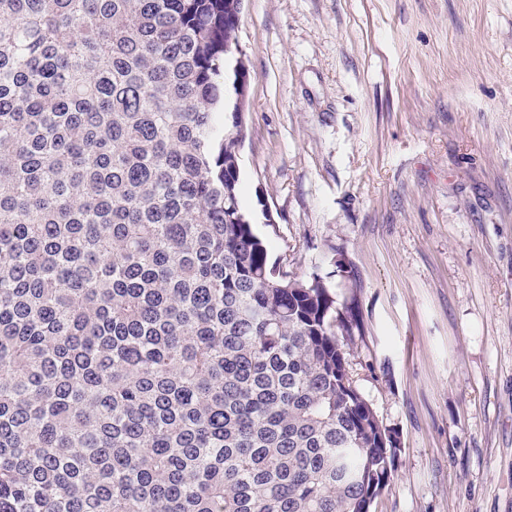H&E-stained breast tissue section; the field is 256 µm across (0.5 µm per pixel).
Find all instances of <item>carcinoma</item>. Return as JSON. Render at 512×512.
<instances>
[{"label":"carcinoma","mask_w":512,"mask_h":512,"mask_svg":"<svg viewBox=\"0 0 512 512\" xmlns=\"http://www.w3.org/2000/svg\"><path fill=\"white\" fill-rule=\"evenodd\" d=\"M237 28L0 0V512H371L394 479L358 314L240 205Z\"/></svg>","instance_id":"1"}]
</instances>
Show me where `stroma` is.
I'll use <instances>...</instances> for the list:
<instances>
[{
    "mask_svg": "<svg viewBox=\"0 0 512 512\" xmlns=\"http://www.w3.org/2000/svg\"><path fill=\"white\" fill-rule=\"evenodd\" d=\"M237 40L242 205L400 438L373 512H512V0H243Z\"/></svg>",
    "mask_w": 512,
    "mask_h": 512,
    "instance_id": "1",
    "label": "stroma"
}]
</instances>
